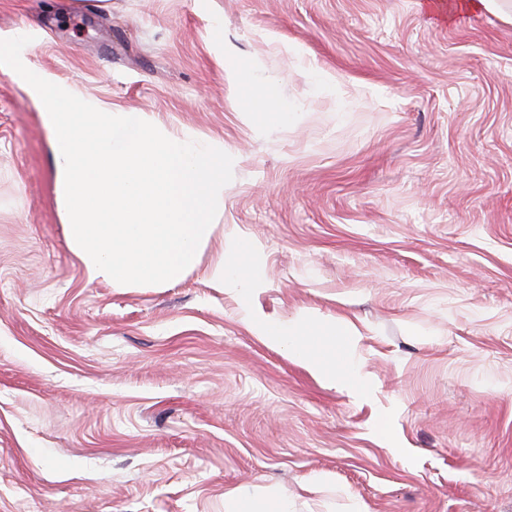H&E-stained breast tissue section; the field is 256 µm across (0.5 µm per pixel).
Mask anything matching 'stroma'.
Wrapping results in <instances>:
<instances>
[{
    "label": "stroma",
    "instance_id": "obj_1",
    "mask_svg": "<svg viewBox=\"0 0 512 512\" xmlns=\"http://www.w3.org/2000/svg\"><path fill=\"white\" fill-rule=\"evenodd\" d=\"M448 3L0 0L35 68L234 156L178 283L89 280L0 71V512H512V0ZM240 246L260 287L213 278ZM300 320L314 368L256 333Z\"/></svg>",
    "mask_w": 512,
    "mask_h": 512
}]
</instances>
